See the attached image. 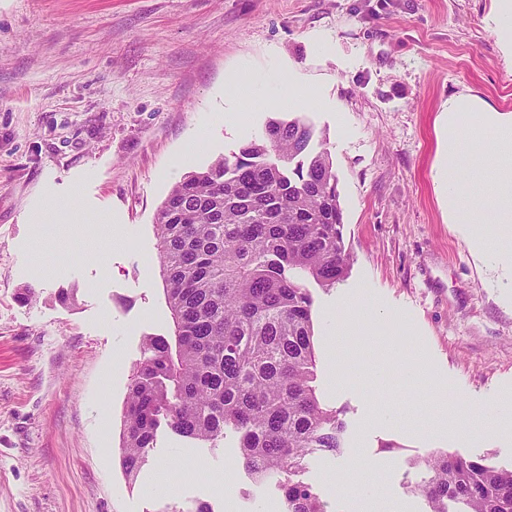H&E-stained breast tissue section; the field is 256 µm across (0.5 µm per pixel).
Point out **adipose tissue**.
Masks as SVG:
<instances>
[{
    "instance_id": "adipose-tissue-1",
    "label": "adipose tissue",
    "mask_w": 512,
    "mask_h": 512,
    "mask_svg": "<svg viewBox=\"0 0 512 512\" xmlns=\"http://www.w3.org/2000/svg\"><path fill=\"white\" fill-rule=\"evenodd\" d=\"M259 96L258 84L251 74L234 72L224 82V121L244 126L250 103ZM448 114L446 145L436 177L443 204L452 224H469L492 215L478 243L497 238L499 227L512 223V115L495 121V111L480 95L467 92L450 96L444 107ZM463 169L477 178H487L489 186L476 195L469 208H462L456 170Z\"/></svg>"
}]
</instances>
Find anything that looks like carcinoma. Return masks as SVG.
Listing matches in <instances>:
<instances>
[{
    "label": "carcinoma",
    "mask_w": 512,
    "mask_h": 512,
    "mask_svg": "<svg viewBox=\"0 0 512 512\" xmlns=\"http://www.w3.org/2000/svg\"><path fill=\"white\" fill-rule=\"evenodd\" d=\"M301 118L177 182L156 217L158 258L175 342L147 336L123 408L122 467L134 479L160 416L179 435L214 443L238 435L255 482H275L283 512H328L296 479L315 449L342 448L343 423L316 395L312 296L347 275L333 160L309 150ZM412 491L430 512H512V470L485 457L421 461Z\"/></svg>",
    "instance_id": "1"
}]
</instances>
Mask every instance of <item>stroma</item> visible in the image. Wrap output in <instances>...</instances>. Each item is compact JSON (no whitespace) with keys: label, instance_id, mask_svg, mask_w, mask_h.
Returning <instances> with one entry per match:
<instances>
[{"label":"stroma","instance_id":"stroma-1","mask_svg":"<svg viewBox=\"0 0 512 512\" xmlns=\"http://www.w3.org/2000/svg\"><path fill=\"white\" fill-rule=\"evenodd\" d=\"M492 0H0V512H282L237 462L238 438L160 425L135 480L122 413L143 339L172 335L156 214L187 172L262 135L284 109L224 123V79L262 94L285 70L333 160L351 264L311 286L316 389L340 452L300 480L330 512H427L417 463L448 452L512 467V288L441 210L438 116L472 91L512 111V60ZM83 213L108 230L74 223ZM379 319L383 337L342 335ZM425 349L426 380L400 364ZM385 359L384 391L337 366ZM446 415L444 435H411ZM172 490L146 493L160 468Z\"/></svg>","mask_w":512,"mask_h":512}]
</instances>
